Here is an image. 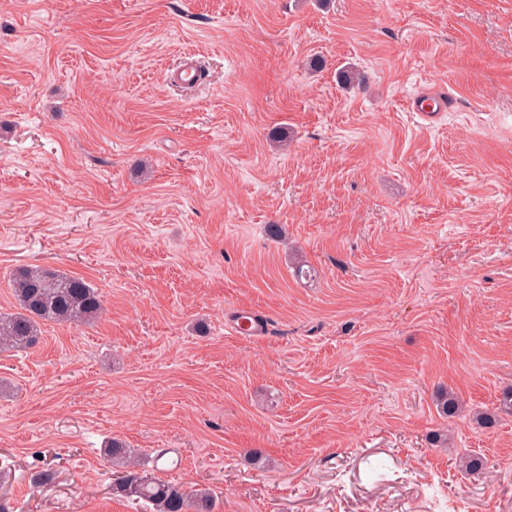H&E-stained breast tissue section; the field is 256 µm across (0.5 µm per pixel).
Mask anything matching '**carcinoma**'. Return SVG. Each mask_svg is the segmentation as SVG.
<instances>
[{"label":"carcinoma","instance_id":"1","mask_svg":"<svg viewBox=\"0 0 512 512\" xmlns=\"http://www.w3.org/2000/svg\"><path fill=\"white\" fill-rule=\"evenodd\" d=\"M11 290L17 312L0 315V346L14 350L36 347L45 322L82 323L95 321L103 311L100 294L83 279L70 277L39 266H20L12 274ZM458 397L451 391L440 394L441 416H454L460 409ZM105 453L122 465L125 474L114 491L127 497L144 499L155 512H213L215 501L209 491H186L178 483L145 478L131 461L125 445L114 440Z\"/></svg>","mask_w":512,"mask_h":512}]
</instances>
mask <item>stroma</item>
Segmentation results:
<instances>
[{
	"label": "stroma",
	"instance_id": "stroma-1",
	"mask_svg": "<svg viewBox=\"0 0 512 512\" xmlns=\"http://www.w3.org/2000/svg\"><path fill=\"white\" fill-rule=\"evenodd\" d=\"M22 264L105 311L0 351L13 512H154L114 439L215 512H512V0H0L1 314ZM450 106V101L445 92H421L413 97L410 102L411 112H415L423 120H434L440 112H445ZM234 332L238 335L245 334L250 336H264V326L255 320V317L244 309H238L234 313V318L230 323Z\"/></svg>",
	"mask_w": 512,
	"mask_h": 512
}]
</instances>
